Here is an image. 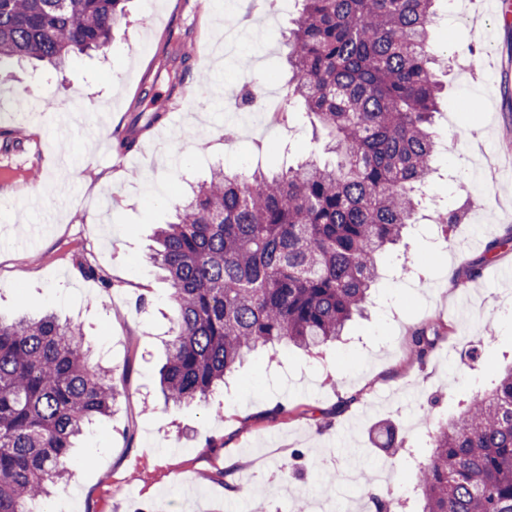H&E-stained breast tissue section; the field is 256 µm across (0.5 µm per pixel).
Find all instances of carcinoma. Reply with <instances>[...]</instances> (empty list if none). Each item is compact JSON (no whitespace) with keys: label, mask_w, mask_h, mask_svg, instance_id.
Masks as SVG:
<instances>
[{"label":"carcinoma","mask_w":512,"mask_h":512,"mask_svg":"<svg viewBox=\"0 0 512 512\" xmlns=\"http://www.w3.org/2000/svg\"><path fill=\"white\" fill-rule=\"evenodd\" d=\"M288 33L286 98L327 132L334 166L278 172L213 170L175 221L155 232L150 259L179 313L160 386L167 405L206 401L259 348L310 354L365 310L379 255L399 244L426 204L433 125L443 86L431 41L436 0H300ZM124 0H0V72L18 62L62 68L102 51ZM183 69L195 54L181 39ZM144 93L120 147L162 113ZM462 211L436 213L443 229ZM441 326L417 329L412 354L432 355ZM116 388L89 358L83 330L52 314L0 317V512L32 506L69 473L76 440L109 415ZM432 456L413 467L421 512H512V368L437 425ZM359 471L375 512L393 503Z\"/></svg>","instance_id":"obj_1"}]
</instances>
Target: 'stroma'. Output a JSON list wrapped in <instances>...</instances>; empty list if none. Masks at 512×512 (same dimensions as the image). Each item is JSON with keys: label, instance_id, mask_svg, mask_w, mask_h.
<instances>
[{"label": "stroma", "instance_id": "1", "mask_svg": "<svg viewBox=\"0 0 512 512\" xmlns=\"http://www.w3.org/2000/svg\"><path fill=\"white\" fill-rule=\"evenodd\" d=\"M230 8L240 25L267 31L234 58L215 55L224 14L213 0H127L107 50L73 55L60 72L0 73L15 103L41 100L32 119L0 120L18 142L0 149V312L52 311L80 324L119 393L113 414L81 436L78 465L46 512H296L321 498L359 512L357 493L339 478L368 466L402 493L410 459L433 453V427L512 362V277L499 274L512 268V244L484 259L512 227V179L497 173L512 157V77L497 85L485 70L491 58L512 65V26L491 0H474L465 14L437 0L433 39L457 64L442 76L448 94L434 129L449 150L437 155L427 192L448 208L466 206L461 223L445 240L408 236L406 260L386 253L367 311L342 342L316 357L294 347L255 352L208 402L164 405L157 383L178 312L147 255L154 230L173 219L172 196L190 193L217 163L278 171L309 155L331 158L310 123L255 124L224 98L227 87L272 76L285 84L282 34L296 5L272 13L265 0H232ZM187 35L196 55L181 84H155ZM151 85L165 119L121 155L114 133ZM81 261L99 279L83 277ZM477 261L481 275L463 279ZM450 270L460 284L447 282ZM436 318L460 333L418 364L410 337ZM346 397L351 405L336 411ZM389 429L409 459L392 458Z\"/></svg>", "mask_w": 512, "mask_h": 512}]
</instances>
